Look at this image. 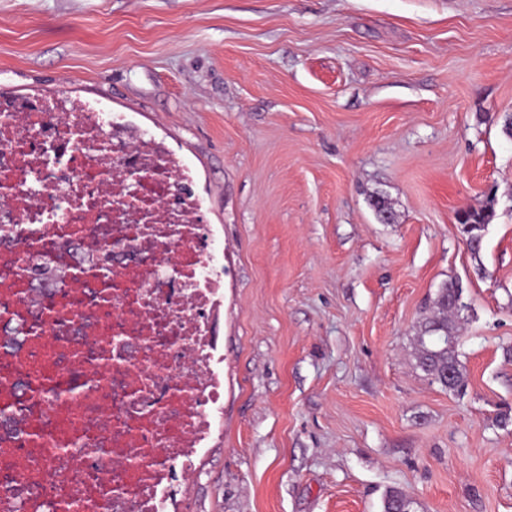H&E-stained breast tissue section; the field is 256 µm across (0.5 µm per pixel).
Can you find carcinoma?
I'll return each mask as SVG.
<instances>
[{"label":"carcinoma","instance_id":"obj_1","mask_svg":"<svg viewBox=\"0 0 512 512\" xmlns=\"http://www.w3.org/2000/svg\"><path fill=\"white\" fill-rule=\"evenodd\" d=\"M492 217V208L485 205L469 209L459 220L465 238L482 240L486 224ZM458 284L450 283L440 288L433 301L432 315L422 323L418 336V364L432 382L445 389L455 391L464 386V376L455 345L458 337L452 335L453 326L448 315L461 316L468 309L462 300L454 298ZM383 512H413L412 500L404 493L393 490L384 501Z\"/></svg>","mask_w":512,"mask_h":512}]
</instances>
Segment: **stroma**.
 I'll list each match as a JSON object with an SVG mask.
<instances>
[{"instance_id": "stroma-1", "label": "stroma", "mask_w": 512, "mask_h": 512, "mask_svg": "<svg viewBox=\"0 0 512 512\" xmlns=\"http://www.w3.org/2000/svg\"><path fill=\"white\" fill-rule=\"evenodd\" d=\"M0 89L99 99L196 170L224 412L183 512H512V0H0ZM454 281L459 392L416 350ZM466 211L467 213L463 215V219H459V224L462 226L465 239L480 241L479 247L469 248L472 253L477 254L481 248L485 226L492 217V208L490 205H485L480 209H467Z\"/></svg>"}]
</instances>
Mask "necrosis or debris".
Here are the masks:
<instances>
[{"label": "necrosis or debris", "mask_w": 512, "mask_h": 512, "mask_svg": "<svg viewBox=\"0 0 512 512\" xmlns=\"http://www.w3.org/2000/svg\"><path fill=\"white\" fill-rule=\"evenodd\" d=\"M193 185L125 113L0 92V512H181L224 391Z\"/></svg>", "instance_id": "1"}]
</instances>
